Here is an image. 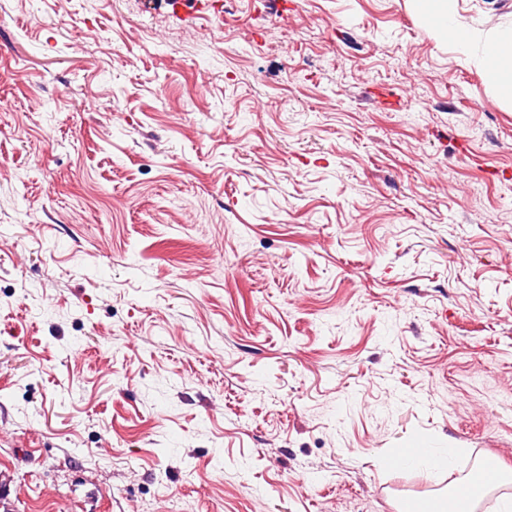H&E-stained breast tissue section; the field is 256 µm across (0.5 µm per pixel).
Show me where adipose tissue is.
<instances>
[{
	"mask_svg": "<svg viewBox=\"0 0 512 512\" xmlns=\"http://www.w3.org/2000/svg\"><path fill=\"white\" fill-rule=\"evenodd\" d=\"M418 17L428 20L436 38L444 40L449 30H457L456 44L465 47L475 40H482L484 63L497 80L502 97L512 99V33L503 35H478L467 29L457 28L454 13L448 0H411Z\"/></svg>",
	"mask_w": 512,
	"mask_h": 512,
	"instance_id": "obj_1",
	"label": "adipose tissue"
}]
</instances>
